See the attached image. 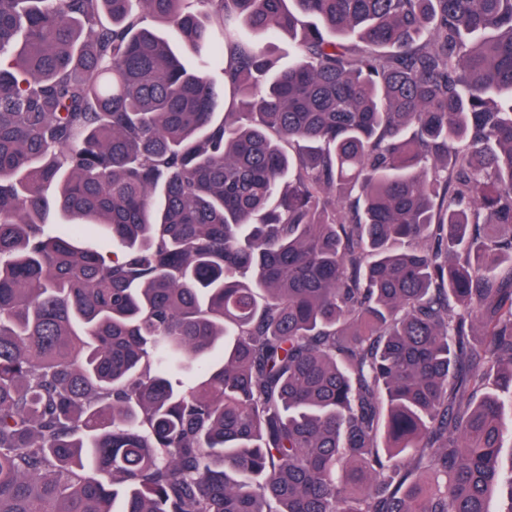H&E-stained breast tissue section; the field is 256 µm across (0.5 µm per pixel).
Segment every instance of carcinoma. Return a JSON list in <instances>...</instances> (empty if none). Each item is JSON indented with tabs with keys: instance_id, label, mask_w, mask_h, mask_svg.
<instances>
[{
	"instance_id": "obj_1",
	"label": "carcinoma",
	"mask_w": 512,
	"mask_h": 512,
	"mask_svg": "<svg viewBox=\"0 0 512 512\" xmlns=\"http://www.w3.org/2000/svg\"><path fill=\"white\" fill-rule=\"evenodd\" d=\"M505 393L512 0H0V512H488Z\"/></svg>"
}]
</instances>
